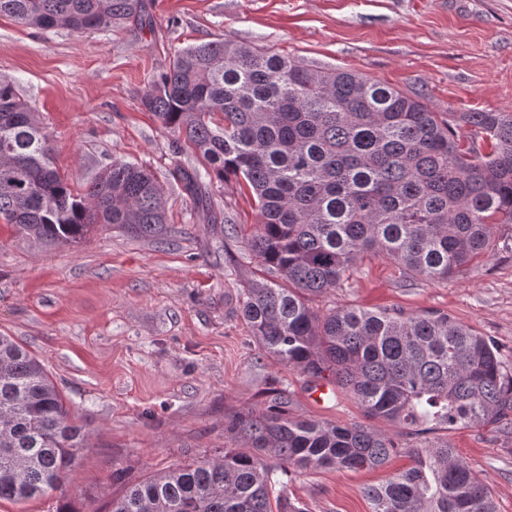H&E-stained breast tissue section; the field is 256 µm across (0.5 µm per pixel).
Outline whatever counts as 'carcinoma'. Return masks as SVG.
<instances>
[{
    "instance_id": "carcinoma-1",
    "label": "carcinoma",
    "mask_w": 512,
    "mask_h": 512,
    "mask_svg": "<svg viewBox=\"0 0 512 512\" xmlns=\"http://www.w3.org/2000/svg\"><path fill=\"white\" fill-rule=\"evenodd\" d=\"M140 9L141 0H0V16L71 32ZM142 105L203 157L209 178L250 192L259 221L242 244L278 280L249 281L239 311L276 364L312 383L334 379L367 418L411 437L509 419L512 368L493 339L444 313L321 315L308 297L336 288L368 252L439 280L495 247L498 225L512 224L511 112H436L359 73L234 39L178 51ZM175 175L207 207L202 176ZM1 221L46 245L78 246L99 224L149 241L178 233L142 166L114 161L74 192L52 166L49 135L3 82ZM224 433L246 447L145 478L110 512H272L279 473L375 470L401 449L373 425L291 417L281 396L228 417ZM86 441L41 362L0 335V500L62 489ZM405 453L408 469L364 489L371 512H495L490 488L448 443Z\"/></svg>"
}]
</instances>
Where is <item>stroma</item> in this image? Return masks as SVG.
I'll return each instance as SVG.
<instances>
[{
    "label": "stroma",
    "mask_w": 512,
    "mask_h": 512,
    "mask_svg": "<svg viewBox=\"0 0 512 512\" xmlns=\"http://www.w3.org/2000/svg\"><path fill=\"white\" fill-rule=\"evenodd\" d=\"M146 19L85 33L0 17V81L12 83L50 136L53 165L78 192L112 160L147 168L163 189L175 241L102 226L78 246H43L0 226V334L39 358L89 434L73 481L0 512H108L128 485L223 456L224 421L261 411L279 392L290 415L365 423L335 388L324 400L296 371L267 358L238 313L246 280L265 272L230 226L259 217L235 182L207 185L197 209L177 167L205 164L145 110L141 97L175 51L232 38L304 63L363 74L423 98L438 112H512V0H144ZM494 251L445 280L406 276L367 253L341 286L312 297L318 313L361 306L441 312L494 338L512 362V224ZM512 512V425L437 431ZM288 475L303 512H370L364 487L411 464Z\"/></svg>",
    "instance_id": "obj_1"
}]
</instances>
